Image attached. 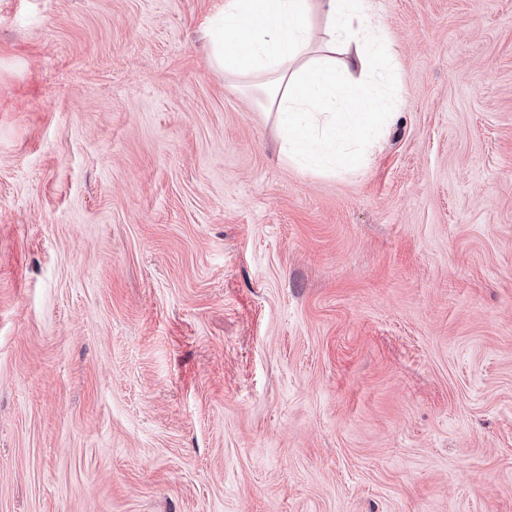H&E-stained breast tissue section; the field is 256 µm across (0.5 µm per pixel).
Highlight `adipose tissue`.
<instances>
[{
  "mask_svg": "<svg viewBox=\"0 0 512 512\" xmlns=\"http://www.w3.org/2000/svg\"><path fill=\"white\" fill-rule=\"evenodd\" d=\"M201 33L210 67L275 114L286 159L350 169L387 132L393 104L371 77L397 60L373 0H224Z\"/></svg>",
  "mask_w": 512,
  "mask_h": 512,
  "instance_id": "obj_1",
  "label": "adipose tissue"
}]
</instances>
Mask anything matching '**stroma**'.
<instances>
[{
    "mask_svg": "<svg viewBox=\"0 0 512 512\" xmlns=\"http://www.w3.org/2000/svg\"><path fill=\"white\" fill-rule=\"evenodd\" d=\"M223 3L0 0V512H512V0H376L352 171Z\"/></svg>",
    "mask_w": 512,
    "mask_h": 512,
    "instance_id": "1",
    "label": "stroma"
}]
</instances>
